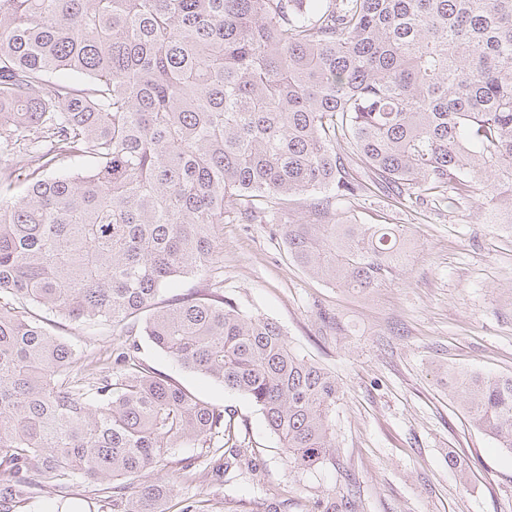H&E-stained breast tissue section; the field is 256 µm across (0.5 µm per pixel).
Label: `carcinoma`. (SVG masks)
I'll list each match as a JSON object with an SVG mask.
<instances>
[{"label":"carcinoma","mask_w":512,"mask_h":512,"mask_svg":"<svg viewBox=\"0 0 512 512\" xmlns=\"http://www.w3.org/2000/svg\"><path fill=\"white\" fill-rule=\"evenodd\" d=\"M492 177L512 207V0H0V512L76 478L111 481L113 512H165L173 483L146 477L179 448L250 466L226 409L140 363L138 336L248 398L292 469L333 460L336 377L217 293L224 225L275 224L297 265L365 295L404 240L341 202ZM67 322L127 339L83 375ZM446 376L511 456L512 373Z\"/></svg>","instance_id":"obj_1"}]
</instances>
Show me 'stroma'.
<instances>
[{"label":"stroma","mask_w":512,"mask_h":512,"mask_svg":"<svg viewBox=\"0 0 512 512\" xmlns=\"http://www.w3.org/2000/svg\"><path fill=\"white\" fill-rule=\"evenodd\" d=\"M495 196L448 189L398 202L373 191L344 202L358 223L398 225L411 250L408 264L367 296L298 266L275 225H225V297L278 322L289 345L341 386L332 414L336 459L291 471L255 406L144 342L143 363L231 409L232 437L254 450L255 467L243 475L212 471L208 461L221 449L176 451L156 471L176 481L168 512L189 500L204 512H265L273 495L278 512H317L319 499L351 487L356 512H512V457L468 423L442 374L447 367L512 372V230L488 222ZM66 336L83 366L102 363L123 341L107 326H75ZM452 455L466 478L449 470ZM190 457L194 466L182 469L180 459ZM15 512H112V495L101 483L46 481Z\"/></svg>","instance_id":"1"}]
</instances>
